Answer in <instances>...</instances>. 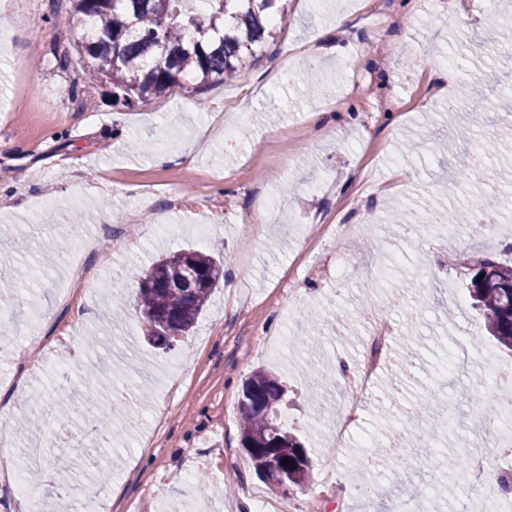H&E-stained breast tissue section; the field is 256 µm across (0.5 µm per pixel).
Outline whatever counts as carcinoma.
Returning a JSON list of instances; mask_svg holds the SVG:
<instances>
[{
  "label": "carcinoma",
  "instance_id": "carcinoma-1",
  "mask_svg": "<svg viewBox=\"0 0 512 512\" xmlns=\"http://www.w3.org/2000/svg\"><path fill=\"white\" fill-rule=\"evenodd\" d=\"M192 2L72 0L73 19L82 30L76 51L93 60L90 75L112 86V95L133 108L184 81L199 92L240 77L250 59L278 38L286 21L287 0H205L203 14ZM190 261L206 279L199 288L182 287ZM221 267L214 257L188 249L161 255L143 271L137 309L144 338L154 348L167 353L192 331L224 279L213 274ZM468 293L488 335L512 354V264L482 260L470 272ZM242 391L241 443L263 441L248 451L255 472L276 468L278 474L265 479L276 493L287 484L304 487L314 462L300 431L283 422L286 381L260 369L246 379Z\"/></svg>",
  "mask_w": 512,
  "mask_h": 512
}]
</instances>
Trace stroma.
<instances>
[{
    "label": "stroma",
    "mask_w": 512,
    "mask_h": 512,
    "mask_svg": "<svg viewBox=\"0 0 512 512\" xmlns=\"http://www.w3.org/2000/svg\"><path fill=\"white\" fill-rule=\"evenodd\" d=\"M343 12L355 20L340 28ZM0 16V281L12 282L0 292L9 316L0 415L15 429L16 467L27 449L49 455L26 496L0 492V512H64L75 478L91 512H253V491L299 512H393L403 493L428 487L435 512H458L464 493H484L483 476L455 475L447 457L479 454L494 469L505 454L487 440L486 414L461 419L457 408L493 368L512 367L462 273L482 258L512 263L500 232L512 225V103L498 93L512 83V0L473 14L460 0H288L284 32L238 80L201 93L176 87L133 109L86 81L91 60L72 51L80 30L70 0H0ZM348 43L352 53H335ZM311 46L324 53L308 69ZM217 116L235 138L203 134ZM462 167L467 179L449 180ZM490 195L494 226L455 250L429 228L399 232L400 209L424 199L471 213ZM181 196L190 205L171 208ZM268 199L259 223H241ZM112 223L117 248L86 255L91 283L70 288L72 251L59 240ZM197 224L211 225L207 243ZM199 247L224 259V283L177 346L187 361L173 389L167 355L141 332L138 279L159 253ZM116 295L126 311L112 319ZM381 320L393 332L379 376L400 378L398 393L386 398L375 383L350 398L357 427L333 443L336 366L356 365ZM32 321L43 344L24 338ZM408 346L411 379L401 366ZM60 366L75 392L65 418L47 399ZM260 367L287 380L282 417L314 455L309 484L285 494L256 475L240 444L242 386ZM429 389L432 413L413 418ZM104 404L137 415L92 465L85 437ZM390 448L400 451L392 473L373 480L361 457Z\"/></svg>",
    "instance_id": "1"
}]
</instances>
